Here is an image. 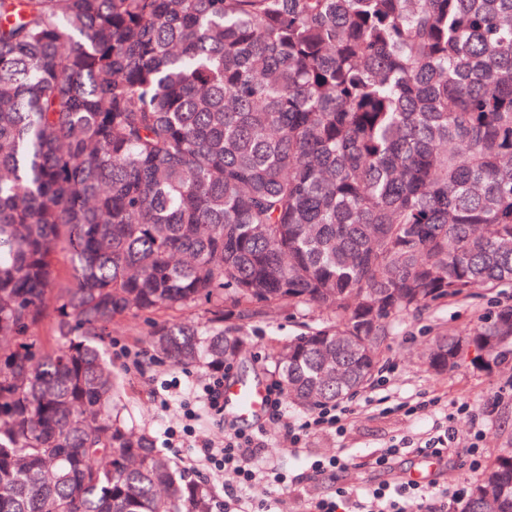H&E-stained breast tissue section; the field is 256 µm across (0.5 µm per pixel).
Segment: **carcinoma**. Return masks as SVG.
Here are the masks:
<instances>
[{"label":"carcinoma","instance_id":"obj_1","mask_svg":"<svg viewBox=\"0 0 512 512\" xmlns=\"http://www.w3.org/2000/svg\"><path fill=\"white\" fill-rule=\"evenodd\" d=\"M507 286L512 0H0V512H220L117 410L119 318L206 302L216 327L150 343L221 371L226 306L325 312L273 359L315 410L371 383L391 318ZM511 355L504 305L427 364ZM484 488L512 512V450L462 512Z\"/></svg>","mask_w":512,"mask_h":512}]
</instances>
